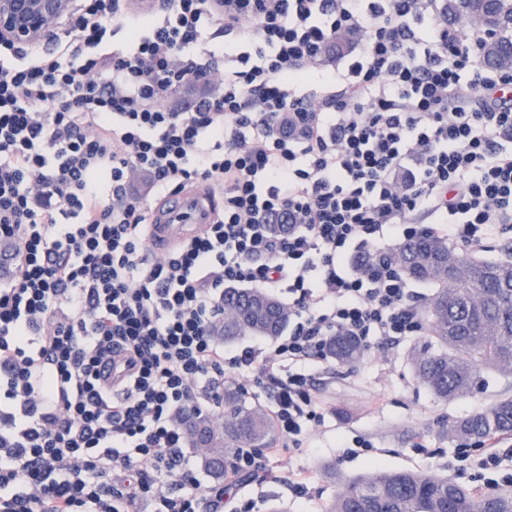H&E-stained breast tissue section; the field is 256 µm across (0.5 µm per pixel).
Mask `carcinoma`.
Instances as JSON below:
<instances>
[{"label":"carcinoma","instance_id":"obj_1","mask_svg":"<svg viewBox=\"0 0 512 512\" xmlns=\"http://www.w3.org/2000/svg\"><path fill=\"white\" fill-rule=\"evenodd\" d=\"M443 15L484 35L478 47L483 66L512 71V0H444ZM405 275L426 283L433 292L425 307L429 339L416 348L412 364L420 382L448 401L465 396L486 370L512 377V263L456 255L448 240L420 232L391 253ZM292 317L288 305L259 289L224 290V316L214 331L224 342L242 336L275 338ZM339 362L357 364L363 348L340 336L329 345ZM189 447L204 437L202 466L215 479L234 467L240 448L266 447L274 442V424L261 405H248L232 384L224 386V423L207 415L183 422ZM460 444L512 435V395L448 425ZM327 512H512V490L477 493L446 476L422 471L375 467L341 481Z\"/></svg>","mask_w":512,"mask_h":512}]
</instances>
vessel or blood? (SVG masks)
<instances>
[{
  "label": "vessel or blood",
  "mask_w": 512,
  "mask_h": 512,
  "mask_svg": "<svg viewBox=\"0 0 512 512\" xmlns=\"http://www.w3.org/2000/svg\"><path fill=\"white\" fill-rule=\"evenodd\" d=\"M215 215L211 198L183 191L170 195L167 207L153 214L148 226V245L153 253H165L202 231ZM21 261L14 244L0 245V283L15 278Z\"/></svg>",
  "instance_id": "b4317fda"
}]
</instances>
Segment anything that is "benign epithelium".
Masks as SVG:
<instances>
[{
  "label": "benign epithelium",
  "instance_id": "1",
  "mask_svg": "<svg viewBox=\"0 0 512 512\" xmlns=\"http://www.w3.org/2000/svg\"><path fill=\"white\" fill-rule=\"evenodd\" d=\"M74 12V0H0V42L48 44Z\"/></svg>",
  "mask_w": 512,
  "mask_h": 512
}]
</instances>
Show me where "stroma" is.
I'll use <instances>...</instances> for the list:
<instances>
[{"mask_svg":"<svg viewBox=\"0 0 512 512\" xmlns=\"http://www.w3.org/2000/svg\"><path fill=\"white\" fill-rule=\"evenodd\" d=\"M414 336L396 346H372L359 364L330 362L327 372L315 375V389L325 420L312 447L267 457L262 464L224 492V512H269L271 505L285 512H325L339 489L340 478L365 473L380 463L391 469L411 468L444 475L458 451L445 430L452 421L472 414L512 393V378L492 373L467 396L443 402L417 379L410 357L422 344ZM370 439L371 452L350 456L356 437ZM310 470L315 475L307 497L294 495L284 481L288 472Z\"/></svg>","mask_w":512,"mask_h":512,"instance_id":"35a3bbf8","label":"stroma"}]
</instances>
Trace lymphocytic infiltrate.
<instances>
[{
    "label": "lymphocytic infiltrate",
    "mask_w": 512,
    "mask_h": 512,
    "mask_svg": "<svg viewBox=\"0 0 512 512\" xmlns=\"http://www.w3.org/2000/svg\"><path fill=\"white\" fill-rule=\"evenodd\" d=\"M437 2L79 0L50 56L0 43V240L22 255L0 284V512H224L183 417L218 412L231 376L271 392L283 447H304L328 340L422 329L386 241L425 227L463 252L512 236V73L485 69ZM209 29L235 42L220 74L199 48ZM340 34L356 60L310 86ZM137 172L156 195L203 184L224 205L150 258ZM364 251L379 260L361 270ZM228 285L287 289V335L225 349ZM116 355L126 374L108 387Z\"/></svg>",
    "instance_id": "1"
}]
</instances>
